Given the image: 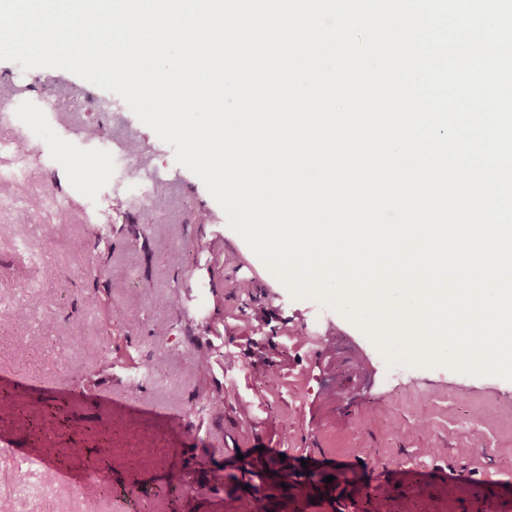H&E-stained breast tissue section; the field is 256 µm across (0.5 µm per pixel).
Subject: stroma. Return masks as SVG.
Wrapping results in <instances>:
<instances>
[{
	"mask_svg": "<svg viewBox=\"0 0 512 512\" xmlns=\"http://www.w3.org/2000/svg\"><path fill=\"white\" fill-rule=\"evenodd\" d=\"M20 78L76 137L26 113L28 171L0 196V512H512V382L388 366L341 313L291 296L121 98L0 61V101ZM91 129L131 181L156 174L160 214L108 199ZM202 351L209 370L188 372ZM106 465L96 497L59 479Z\"/></svg>",
	"mask_w": 512,
	"mask_h": 512,
	"instance_id": "1",
	"label": "stroma"
}]
</instances>
